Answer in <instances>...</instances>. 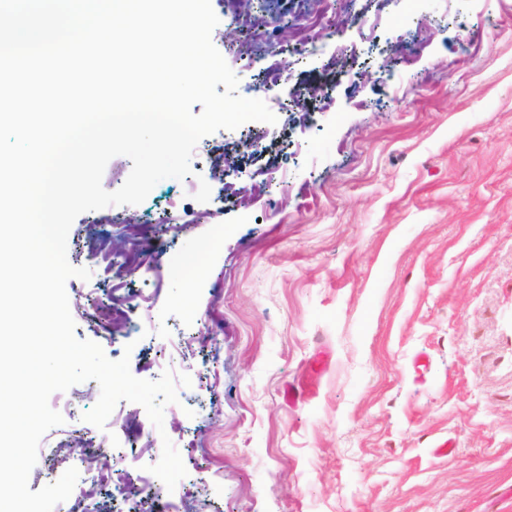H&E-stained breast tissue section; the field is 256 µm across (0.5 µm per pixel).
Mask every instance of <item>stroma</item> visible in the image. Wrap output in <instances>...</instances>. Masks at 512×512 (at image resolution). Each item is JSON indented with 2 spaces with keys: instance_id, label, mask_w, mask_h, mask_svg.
<instances>
[{
  "instance_id": "stroma-1",
  "label": "stroma",
  "mask_w": 512,
  "mask_h": 512,
  "mask_svg": "<svg viewBox=\"0 0 512 512\" xmlns=\"http://www.w3.org/2000/svg\"><path fill=\"white\" fill-rule=\"evenodd\" d=\"M308 4L214 0L212 41ZM323 8L345 29L320 56L223 52L239 91L278 73L276 123L200 139L192 175L127 206L135 232L112 206L75 219L76 337L137 378L171 371L178 401L163 428L122 401L101 430L82 419L97 382L52 394L31 490L73 467L83 512H165L188 486L191 512H512V0ZM114 307L137 332L110 334ZM167 439L187 474L155 491Z\"/></svg>"
}]
</instances>
